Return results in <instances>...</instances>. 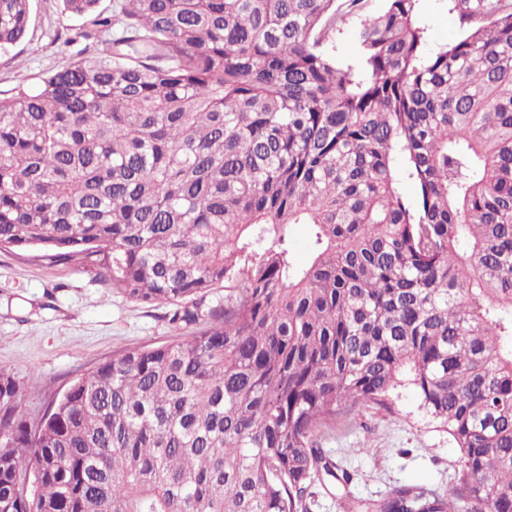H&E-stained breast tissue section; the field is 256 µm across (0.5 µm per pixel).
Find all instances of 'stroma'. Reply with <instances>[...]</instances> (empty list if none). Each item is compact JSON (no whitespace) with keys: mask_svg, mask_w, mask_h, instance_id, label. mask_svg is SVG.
I'll return each mask as SVG.
<instances>
[{"mask_svg":"<svg viewBox=\"0 0 512 512\" xmlns=\"http://www.w3.org/2000/svg\"><path fill=\"white\" fill-rule=\"evenodd\" d=\"M454 0H419L428 46L436 49L465 32ZM80 19L61 0H31L25 36L0 52V90L88 56L77 38ZM167 305H146L113 290L85 262H53L39 251L0 249V367L29 394L25 407L38 416L78 376L118 350L158 346L186 335L171 322ZM320 442L349 472L346 488L314 486L308 512H344L348 503H374L394 487L427 484L451 489L460 453L440 422L427 414L409 384L392 391L386 405L369 404L323 428ZM367 452H360V445Z\"/></svg>","mask_w":512,"mask_h":512,"instance_id":"obj_1","label":"stroma"}]
</instances>
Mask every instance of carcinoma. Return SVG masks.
Wrapping results in <instances>:
<instances>
[{
  "label": "carcinoma",
  "mask_w": 512,
  "mask_h": 512,
  "mask_svg": "<svg viewBox=\"0 0 512 512\" xmlns=\"http://www.w3.org/2000/svg\"><path fill=\"white\" fill-rule=\"evenodd\" d=\"M62 2L94 50L0 93V246L208 326L34 419L1 367L0 512H307L350 481L319 428L405 381L460 469L372 512H512V6L455 0L468 32L429 52L386 0L341 61L360 0ZM29 16L0 0V51ZM385 6L384 0H361L356 13L349 15L338 23L340 33L334 36L336 55L339 58H349L353 53V42L351 39L352 29L361 17L374 15L382 11ZM292 249L296 261L304 264L310 254V232L306 224H294L291 230Z\"/></svg>",
  "instance_id": "carcinoma-1"
}]
</instances>
